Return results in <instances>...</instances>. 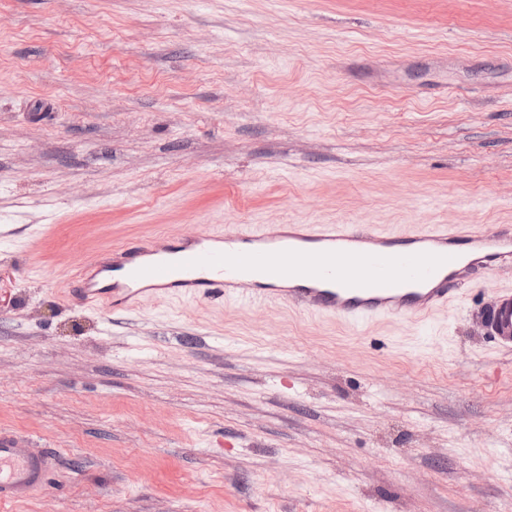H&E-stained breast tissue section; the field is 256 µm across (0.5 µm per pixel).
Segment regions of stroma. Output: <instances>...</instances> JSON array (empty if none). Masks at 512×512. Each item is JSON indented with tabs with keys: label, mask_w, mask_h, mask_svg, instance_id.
<instances>
[{
	"label": "stroma",
	"mask_w": 512,
	"mask_h": 512,
	"mask_svg": "<svg viewBox=\"0 0 512 512\" xmlns=\"http://www.w3.org/2000/svg\"><path fill=\"white\" fill-rule=\"evenodd\" d=\"M8 512H512L486 272L426 318L65 305L76 261L190 225L512 229V0H0ZM26 227L28 238L10 234ZM56 464V455L45 448L18 444L1 435L0 506L27 500L44 489Z\"/></svg>",
	"instance_id": "obj_1"
}]
</instances>
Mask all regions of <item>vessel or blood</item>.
<instances>
[{
    "label": "vessel or blood",
    "mask_w": 512,
    "mask_h": 512,
    "mask_svg": "<svg viewBox=\"0 0 512 512\" xmlns=\"http://www.w3.org/2000/svg\"><path fill=\"white\" fill-rule=\"evenodd\" d=\"M512 263V232L416 224L188 227L177 241L137 239L81 259L61 301L107 315L172 296L291 304L350 323L421 318L447 309L478 272ZM499 345L512 344V291L487 310ZM55 454L0 436V506L44 489Z\"/></svg>",
    "instance_id": "1"
}]
</instances>
